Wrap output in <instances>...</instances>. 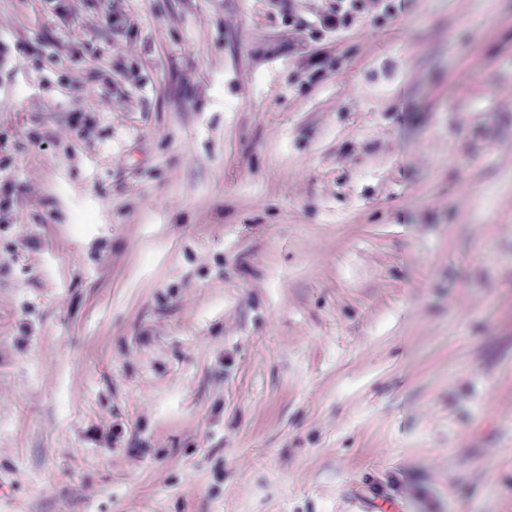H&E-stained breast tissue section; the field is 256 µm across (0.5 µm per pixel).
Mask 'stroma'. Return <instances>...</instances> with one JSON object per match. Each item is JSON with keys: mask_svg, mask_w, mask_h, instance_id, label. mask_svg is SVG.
<instances>
[{"mask_svg": "<svg viewBox=\"0 0 512 512\" xmlns=\"http://www.w3.org/2000/svg\"><path fill=\"white\" fill-rule=\"evenodd\" d=\"M0 0V512H512V0ZM343 2H350L344 9ZM379 0H337L336 7L321 19L322 26L330 31H339L349 28L354 22L355 15L352 12L375 9L380 6Z\"/></svg>", "mask_w": 512, "mask_h": 512, "instance_id": "stroma-1", "label": "stroma"}]
</instances>
